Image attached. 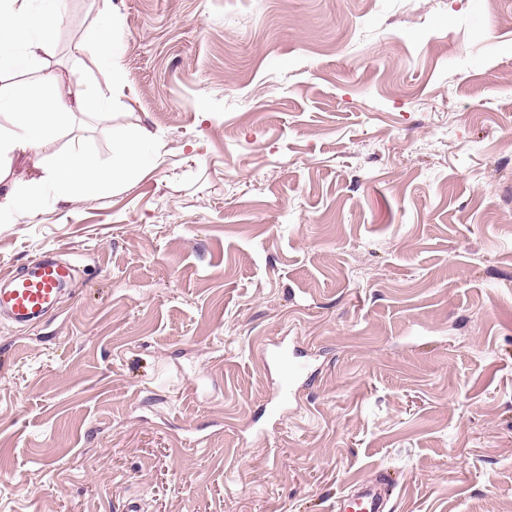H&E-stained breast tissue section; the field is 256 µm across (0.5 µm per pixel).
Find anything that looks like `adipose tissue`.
<instances>
[{
	"instance_id": "1",
	"label": "adipose tissue",
	"mask_w": 512,
	"mask_h": 512,
	"mask_svg": "<svg viewBox=\"0 0 512 512\" xmlns=\"http://www.w3.org/2000/svg\"><path fill=\"white\" fill-rule=\"evenodd\" d=\"M64 17L59 0H0V75L37 73L35 86L0 85V159L45 153L38 173L0 186V215L34 211L45 200L92 194L134 176L146 164L147 135L127 129L112 136V161L102 163L78 146L54 152L59 134L75 109L98 97L94 84L56 91V75L41 64L46 39ZM116 20L102 24L84 51L99 68L120 81L121 41Z\"/></svg>"
}]
</instances>
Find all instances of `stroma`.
<instances>
[{"label": "stroma", "instance_id": "35a3bbf8", "mask_svg": "<svg viewBox=\"0 0 512 512\" xmlns=\"http://www.w3.org/2000/svg\"><path fill=\"white\" fill-rule=\"evenodd\" d=\"M43 59L112 94L58 148L151 151L0 223V271L80 269L0 319V512H335L382 471L392 512H512V0H68ZM117 21H105L87 42L84 51L99 68L112 71V83H119L121 72V41L115 34ZM77 267L54 255L30 260L20 272L0 274V317L17 326H31L50 315L72 282ZM271 354L280 361L290 360L291 362L288 375L282 379L280 384L281 399L288 400V397L293 394L295 383L302 378L309 379L310 367L307 363L297 360L300 357L297 352L293 351L291 355H288V350L279 343L273 344Z\"/></svg>", "mask_w": 512, "mask_h": 512}]
</instances>
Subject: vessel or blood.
<instances>
[{
  "mask_svg": "<svg viewBox=\"0 0 512 512\" xmlns=\"http://www.w3.org/2000/svg\"><path fill=\"white\" fill-rule=\"evenodd\" d=\"M76 267L69 261L44 254L30 260L20 272L0 273V317L17 326H31L50 315L59 298L72 282ZM272 355L290 361V370L280 384L282 397H290L295 383L309 377L307 363L290 359L281 344H274ZM386 494L380 482L366 480L354 484L336 501V512H387Z\"/></svg>",
  "mask_w": 512,
  "mask_h": 512,
  "instance_id": "b4317fda",
  "label": "vessel or blood"
}]
</instances>
